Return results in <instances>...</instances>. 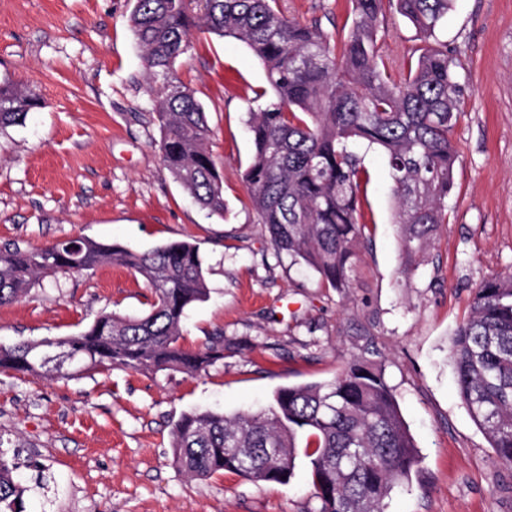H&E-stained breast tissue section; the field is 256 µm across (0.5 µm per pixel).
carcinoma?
Here are the masks:
<instances>
[{"label":"carcinoma","instance_id":"1","mask_svg":"<svg viewBox=\"0 0 512 512\" xmlns=\"http://www.w3.org/2000/svg\"><path fill=\"white\" fill-rule=\"evenodd\" d=\"M352 25L341 46L320 24L288 18L279 0H133L129 28L145 70L158 85L154 111L159 151L174 178L197 203L224 214L220 174L208 148L211 128L196 91L178 72L196 32L233 37L264 67L274 99L250 113L253 155L244 180L253 210L278 253L316 272L338 292L349 287L356 249L357 143L386 157L397 201L401 273L448 223L458 149L452 133L463 114L457 62L435 42L396 81L384 63L378 28L386 5L431 37L451 0H350ZM40 100L0 83V130L20 125ZM124 267L151 290L140 316L105 313L83 332L0 346V371L37 374L56 348L64 364L196 375L224 358V337L189 352L178 340L187 311L209 293L198 248L173 241L141 251L90 238L40 248H0V305L27 294L40 277ZM457 392L494 450L512 468V274L491 276L474 290L471 313L452 338ZM305 442L317 512H385L392 493L418 462L415 441L382 366L353 359L331 383L278 389L269 405L232 416L183 413L172 430L174 463L190 478L220 471L253 483L286 484ZM27 487L0 458V512H24Z\"/></svg>","mask_w":512,"mask_h":512}]
</instances>
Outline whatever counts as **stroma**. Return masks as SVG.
Masks as SVG:
<instances>
[{
    "instance_id": "1",
    "label": "stroma",
    "mask_w": 512,
    "mask_h": 512,
    "mask_svg": "<svg viewBox=\"0 0 512 512\" xmlns=\"http://www.w3.org/2000/svg\"><path fill=\"white\" fill-rule=\"evenodd\" d=\"M343 41L350 0H280ZM132 0H0V82L42 101L0 131V247L88 237L148 250L187 240L203 258L208 298L180 344L224 336V357L196 377L123 368L67 379L0 372V454L16 466L26 512H314L311 475L253 483L205 479L173 463L184 412L233 414L279 388L333 380L350 359L381 364L420 456L387 512H512V470L493 461L461 403L450 338L473 291L512 273V0H452L436 37L456 58L464 113L448 222L423 264L401 278L393 182L382 152L358 146L362 238L351 284L337 292L276 253L248 199L250 110L272 98L264 69L232 37L199 33L179 68L202 101L222 178L224 214L202 209L164 165L153 88L128 26ZM393 77L420 40L389 10L378 32ZM151 292L129 270L59 272L0 306V346L72 336L101 314L138 316Z\"/></svg>"
}]
</instances>
